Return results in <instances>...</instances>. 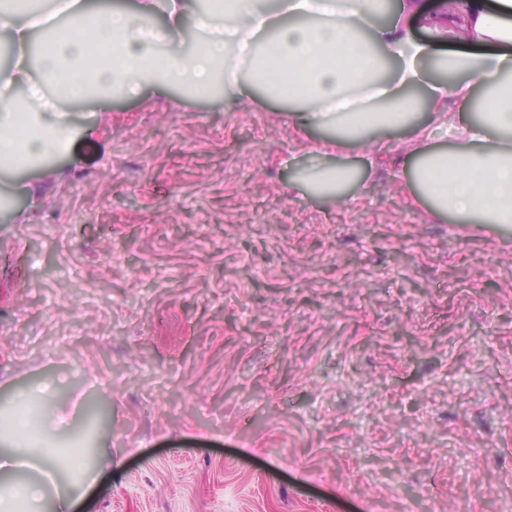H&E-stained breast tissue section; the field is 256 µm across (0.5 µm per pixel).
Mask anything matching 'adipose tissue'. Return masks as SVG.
<instances>
[{"label": "adipose tissue", "mask_w": 512, "mask_h": 512, "mask_svg": "<svg viewBox=\"0 0 512 512\" xmlns=\"http://www.w3.org/2000/svg\"><path fill=\"white\" fill-rule=\"evenodd\" d=\"M0 0V42L14 50L0 67V206L29 193L12 173L67 153L74 109L118 95L174 88L245 105L254 88L296 105L303 130L322 131L316 164L291 184L311 198L348 205L376 167L379 139L402 133V172L416 201L438 220L512 226V0L472 4L469 43L441 50L417 40L407 22L416 0H401L380 24L385 0H283L288 20L264 0ZM164 14V24L153 18ZM200 41L185 50V21ZM45 45L31 57L34 40ZM456 74L429 81L425 62ZM425 89L418 98L417 89ZM445 129L449 147L430 132ZM364 153V165L347 152ZM20 394L0 424V512H72L95 478L85 449L62 444L59 425L34 430Z\"/></svg>", "instance_id": "adipose-tissue-1"}]
</instances>
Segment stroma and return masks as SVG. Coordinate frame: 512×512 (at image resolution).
Segmentation results:
<instances>
[{
  "instance_id": "1",
  "label": "stroma",
  "mask_w": 512,
  "mask_h": 512,
  "mask_svg": "<svg viewBox=\"0 0 512 512\" xmlns=\"http://www.w3.org/2000/svg\"><path fill=\"white\" fill-rule=\"evenodd\" d=\"M145 93L79 112L0 223V410L91 429L86 512H512V228L435 222L394 166L290 181L319 131Z\"/></svg>"
}]
</instances>
